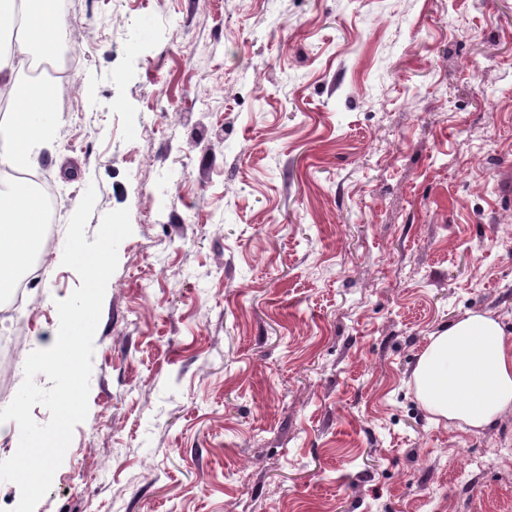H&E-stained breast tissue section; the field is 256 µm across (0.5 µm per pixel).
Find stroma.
<instances>
[{"instance_id": "stroma-1", "label": "stroma", "mask_w": 512, "mask_h": 512, "mask_svg": "<svg viewBox=\"0 0 512 512\" xmlns=\"http://www.w3.org/2000/svg\"><path fill=\"white\" fill-rule=\"evenodd\" d=\"M83 58L36 169L55 239L0 333L48 348L88 186L129 209L89 412L35 512H512V413L412 372L512 334V0H67ZM413 379L437 422L484 429L512 412V337L492 313L467 312L430 336Z\"/></svg>"}]
</instances>
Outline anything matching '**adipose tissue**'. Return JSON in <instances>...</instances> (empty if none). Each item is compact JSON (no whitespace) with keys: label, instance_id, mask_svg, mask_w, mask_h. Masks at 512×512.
Here are the masks:
<instances>
[{"label":"adipose tissue","instance_id":"obj_1","mask_svg":"<svg viewBox=\"0 0 512 512\" xmlns=\"http://www.w3.org/2000/svg\"><path fill=\"white\" fill-rule=\"evenodd\" d=\"M16 13L22 17L16 44L0 52V87L17 93L8 121L0 123V163L30 166L55 124L56 110L49 91L24 86L16 60L39 47L52 48L64 38L66 23L56 0H0V28L10 26ZM42 221L35 196L0 187L1 294L11 288L14 271L28 266ZM413 379L431 415L486 428L512 412V336L493 314L466 313L430 337Z\"/></svg>","mask_w":512,"mask_h":512}]
</instances>
